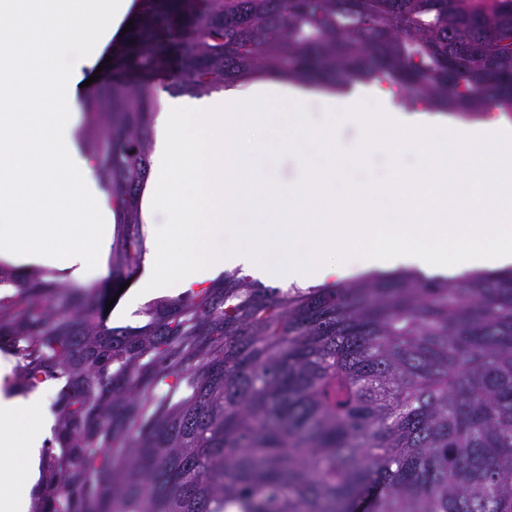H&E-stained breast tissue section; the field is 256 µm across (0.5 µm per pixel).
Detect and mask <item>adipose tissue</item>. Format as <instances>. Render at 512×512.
Here are the masks:
<instances>
[{"label":"adipose tissue","mask_w":512,"mask_h":512,"mask_svg":"<svg viewBox=\"0 0 512 512\" xmlns=\"http://www.w3.org/2000/svg\"><path fill=\"white\" fill-rule=\"evenodd\" d=\"M56 2L25 32L34 50L25 69L11 67L15 43L0 38V90L13 87L20 99H0V260L88 287L107 270L112 214L75 148L84 117L70 64L97 57L131 0ZM386 98L376 84L365 110L341 112L332 90L266 80L165 98L152 116L146 251L122 314L236 269L305 289L382 269L465 276L512 267V124L388 112ZM282 111L287 125L271 129ZM345 122L364 132L348 152L337 142ZM265 155L293 157L295 178L262 165ZM372 155L384 157L385 174L352 179V166ZM50 392L42 384L25 397L0 393V512H27Z\"/></svg>","instance_id":"ef3b65f1"}]
</instances>
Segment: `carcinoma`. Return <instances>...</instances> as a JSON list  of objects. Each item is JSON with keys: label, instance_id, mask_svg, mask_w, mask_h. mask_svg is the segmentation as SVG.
I'll use <instances>...</instances> for the list:
<instances>
[{"label": "carcinoma", "instance_id": "obj_1", "mask_svg": "<svg viewBox=\"0 0 512 512\" xmlns=\"http://www.w3.org/2000/svg\"><path fill=\"white\" fill-rule=\"evenodd\" d=\"M133 72L257 75L512 112V0H140ZM151 91L89 98L112 278L139 269ZM15 388L62 380L32 512H512V269L335 288L222 283L109 327L107 290L0 270Z\"/></svg>", "mask_w": 512, "mask_h": 512}]
</instances>
